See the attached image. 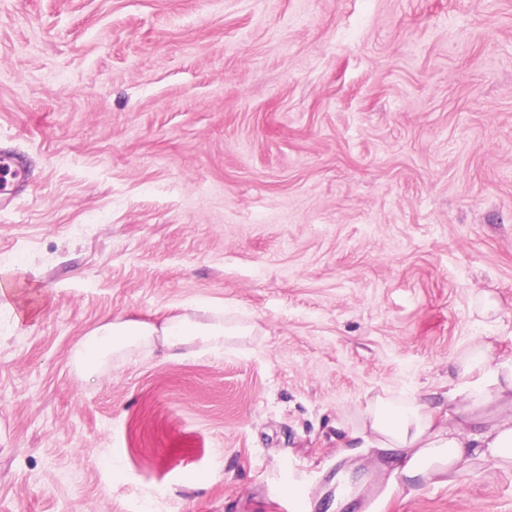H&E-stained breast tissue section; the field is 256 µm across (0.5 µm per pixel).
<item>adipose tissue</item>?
Listing matches in <instances>:
<instances>
[{
    "mask_svg": "<svg viewBox=\"0 0 512 512\" xmlns=\"http://www.w3.org/2000/svg\"><path fill=\"white\" fill-rule=\"evenodd\" d=\"M256 328L254 320L223 307L189 302L157 322L119 316L100 323L76 343L71 363L80 376L90 377L139 350L159 348L172 359L188 348L220 351ZM445 398L453 412L449 418L416 397L375 395L349 437L370 436L412 493L433 477L468 472L478 461L511 467L512 356L495 354L483 341L463 347Z\"/></svg>",
    "mask_w": 512,
    "mask_h": 512,
    "instance_id": "1",
    "label": "adipose tissue"
}]
</instances>
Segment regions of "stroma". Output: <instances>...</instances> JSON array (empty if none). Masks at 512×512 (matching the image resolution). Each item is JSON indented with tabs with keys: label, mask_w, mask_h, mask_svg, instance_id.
I'll use <instances>...</instances> for the list:
<instances>
[{
	"label": "stroma",
	"mask_w": 512,
	"mask_h": 512,
	"mask_svg": "<svg viewBox=\"0 0 512 512\" xmlns=\"http://www.w3.org/2000/svg\"><path fill=\"white\" fill-rule=\"evenodd\" d=\"M0 149V512H512V469L411 494L344 435L512 354V0H0ZM192 300L259 330L74 372ZM0 166L10 170L12 173V181L9 187L0 190V207L6 208L13 203L16 193L25 185L26 173L18 164L14 155L5 150L0 152Z\"/></svg>",
	"instance_id": "stroma-1"
}]
</instances>
